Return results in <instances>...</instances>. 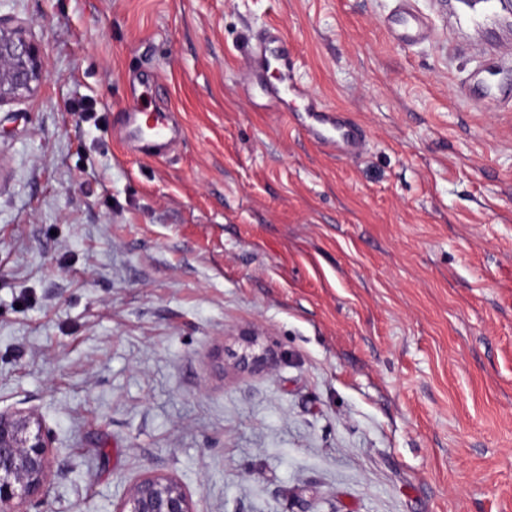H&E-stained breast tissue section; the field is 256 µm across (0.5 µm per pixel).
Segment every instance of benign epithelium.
I'll return each instance as SVG.
<instances>
[{
  "mask_svg": "<svg viewBox=\"0 0 512 512\" xmlns=\"http://www.w3.org/2000/svg\"><path fill=\"white\" fill-rule=\"evenodd\" d=\"M42 76L39 49L19 29L0 25V104L33 89ZM31 412L0 414V512H26L24 503L48 484L49 444ZM117 512H194L173 478L148 475L130 486Z\"/></svg>",
  "mask_w": 512,
  "mask_h": 512,
  "instance_id": "7a95c632",
  "label": "benign epithelium"
}]
</instances>
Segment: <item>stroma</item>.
Instances as JSON below:
<instances>
[{
    "mask_svg": "<svg viewBox=\"0 0 512 512\" xmlns=\"http://www.w3.org/2000/svg\"><path fill=\"white\" fill-rule=\"evenodd\" d=\"M407 6L431 29L397 43ZM42 51L0 104V412L50 445L27 512H512V27L458 0H0ZM291 73L336 160L244 90ZM88 104L86 115L73 104ZM182 128L162 157L132 106ZM276 365L249 373L246 352ZM290 55L288 38L279 29L271 27L249 50L247 54L249 70L260 81L262 73L272 65L283 66L288 72ZM304 114L294 112L293 118L325 154L348 157L360 148L361 129L345 122L334 109L323 107L310 99ZM140 112L137 108L126 112L123 129L125 136L135 142L137 150L145 156H160L164 144L172 138L175 127L170 123L167 112L154 113L151 122L147 121V117L144 119V113ZM117 512H194L182 486L173 478L148 475L130 486Z\"/></svg>",
    "mask_w": 512,
    "mask_h": 512,
    "instance_id": "obj_1",
    "label": "stroma"
}]
</instances>
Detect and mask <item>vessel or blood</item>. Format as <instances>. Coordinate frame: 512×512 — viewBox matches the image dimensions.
<instances>
[{
    "mask_svg": "<svg viewBox=\"0 0 512 512\" xmlns=\"http://www.w3.org/2000/svg\"><path fill=\"white\" fill-rule=\"evenodd\" d=\"M291 55L287 37L277 28H269L247 54L249 69L254 77H261L271 66H287ZM268 110L281 111L296 87L291 83L262 86ZM294 118L307 136L322 151L330 156L347 157L355 154L362 144V131L345 122L334 109L309 100L304 112L295 113ZM175 132L167 113H154L152 119H145L139 110L127 112L124 133L135 142L138 151L145 156L161 155L164 145Z\"/></svg>",
    "mask_w": 512,
    "mask_h": 512,
    "instance_id": "vessel-or-blood-1",
    "label": "vessel or blood"
}]
</instances>
